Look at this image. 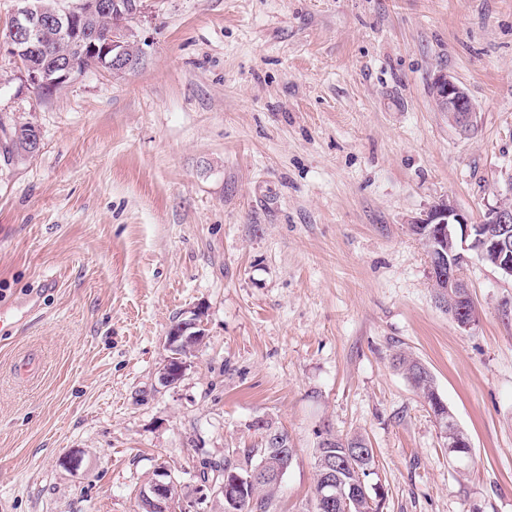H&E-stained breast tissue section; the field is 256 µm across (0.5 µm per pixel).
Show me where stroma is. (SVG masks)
<instances>
[{
	"instance_id": "1",
	"label": "stroma",
	"mask_w": 512,
	"mask_h": 512,
	"mask_svg": "<svg viewBox=\"0 0 512 512\" xmlns=\"http://www.w3.org/2000/svg\"><path fill=\"white\" fill-rule=\"evenodd\" d=\"M135 71L43 97L0 55V112L39 154L0 163V512H134L167 469L295 450L271 512H313L318 434H363L385 512H512V280L436 300L411 220L479 219L512 185V0H144ZM445 72L475 107L438 111ZM206 338L164 386L177 316ZM407 352L473 446L458 466ZM437 109L448 112V122L460 132H468L474 123L475 106L462 86L445 73L438 74L432 82ZM187 319L180 325L181 330H169L166 336L165 347L170 355L164 360L163 367L161 368V381L167 386L177 384L185 375L186 370L190 366V357L195 352L196 347L190 351L177 352L181 347L186 346L192 339H205L202 336L203 328L206 324V310L203 305H197L190 308L184 313ZM194 327L200 331L194 336H185V332ZM181 351V350H180ZM174 362L175 366H171ZM393 366L402 371L416 391L431 410L436 422L437 414L434 407V379L429 368L412 354L399 353L393 356Z\"/></svg>"
}]
</instances>
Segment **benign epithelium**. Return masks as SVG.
<instances>
[{
	"mask_svg": "<svg viewBox=\"0 0 512 512\" xmlns=\"http://www.w3.org/2000/svg\"><path fill=\"white\" fill-rule=\"evenodd\" d=\"M144 10L143 0H68L65 4L51 6L46 0H14V8L7 22L8 35L0 40V54L5 53L19 62L20 75L29 87L57 89L64 87L83 74L72 53L81 51L98 55L105 61L102 70L122 75L135 65V58L127 54L123 40L137 41L135 25ZM107 20L118 26L105 37L99 35V23ZM68 32L67 47L61 53L51 70H45L29 62L21 63L42 46L47 39L54 38L58 29ZM433 96L437 109L448 113V123L455 129L466 133L474 123L475 106L462 86L445 73L437 75L432 82ZM414 224H427L428 238L435 248L433 251H447L454 254L457 261L448 263L447 273L433 277L435 287L450 291L464 292L461 299L470 294L464 277L466 267L474 262H482L497 271L503 278L512 279V196L488 207L479 220L474 221L462 212L453 200H442L428 209L424 216L412 220ZM186 320L180 330H170L166 336L165 347L169 356L161 368V381L168 385L178 383L190 366L193 351L182 352L180 348L192 338H202L200 330L206 324V310L202 305L190 308L184 313ZM479 322V312L464 305L459 307L455 323L464 330H470ZM263 436L273 448L285 443V435L275 426L258 422ZM448 438V453L457 460L464 461L472 456L469 438L456 440L450 432L443 431ZM315 466L324 470L323 482L315 491L316 512L322 507L336 509V512H350V505L359 499V493L365 486L377 490V498H382L384 488L381 482L373 481L376 468L371 464V450L368 448H348L342 462L336 457L315 450ZM355 470V481L349 491L343 490V483L336 480L337 469ZM286 469L277 466L264 469L246 468L245 471L224 472L202 485V490L215 498H224L226 512H236L250 488L269 482L280 485ZM176 481L165 470L157 471L149 488L143 493L142 505L148 512H175L171 498L172 487Z\"/></svg>",
	"mask_w": 512,
	"mask_h": 512,
	"instance_id": "1",
	"label": "benign epithelium"
}]
</instances>
